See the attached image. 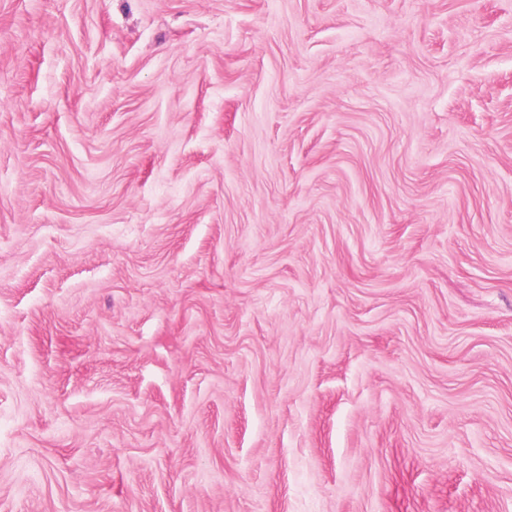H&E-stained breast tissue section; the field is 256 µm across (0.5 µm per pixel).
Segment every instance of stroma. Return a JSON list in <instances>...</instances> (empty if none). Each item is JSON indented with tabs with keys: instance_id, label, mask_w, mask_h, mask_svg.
<instances>
[{
	"instance_id": "obj_1",
	"label": "stroma",
	"mask_w": 512,
	"mask_h": 512,
	"mask_svg": "<svg viewBox=\"0 0 512 512\" xmlns=\"http://www.w3.org/2000/svg\"><path fill=\"white\" fill-rule=\"evenodd\" d=\"M0 512H512V0H0Z\"/></svg>"
}]
</instances>
